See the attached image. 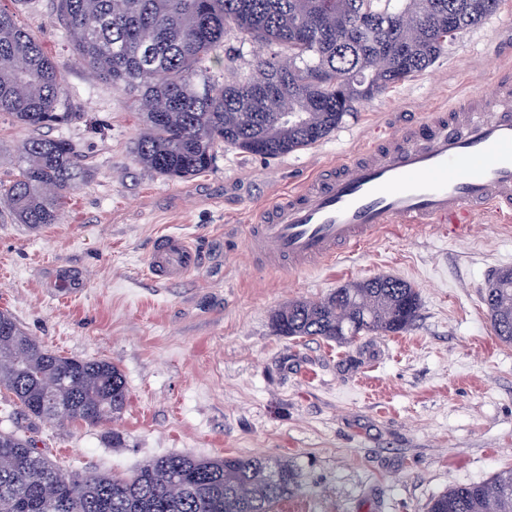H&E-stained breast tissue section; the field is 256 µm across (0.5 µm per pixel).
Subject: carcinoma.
Segmentation results:
<instances>
[{"mask_svg":"<svg viewBox=\"0 0 512 512\" xmlns=\"http://www.w3.org/2000/svg\"><path fill=\"white\" fill-rule=\"evenodd\" d=\"M501 0H55L76 62L130 94L143 129L134 154L143 167L187 179L209 170L222 146L268 158L329 136L356 104L431 66L459 32L494 14ZM237 32L281 50L258 57L240 79L216 81L210 63ZM65 80L41 44L0 9V115L39 131L60 124ZM87 176L61 138L32 136L19 150L0 201L21 224H55ZM483 301L497 338L512 343V268ZM419 294L397 277L348 283L315 302L296 300L272 316L292 338L349 343V335L413 327ZM0 388L23 418L97 425L120 416L125 377L106 359L55 354L0 312ZM56 486L52 499L43 496ZM243 485L252 494H233ZM296 486L286 459L163 455L129 475L70 474L34 451L24 426L0 430V512H275ZM429 512H512V469L454 485Z\"/></svg>","mask_w":512,"mask_h":512,"instance_id":"cac0c4a2","label":"carcinoma"}]
</instances>
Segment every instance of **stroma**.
Returning a JSON list of instances; mask_svg holds the SVG:
<instances>
[{"instance_id":"stroma-1","label":"stroma","mask_w":512,"mask_h":512,"mask_svg":"<svg viewBox=\"0 0 512 512\" xmlns=\"http://www.w3.org/2000/svg\"><path fill=\"white\" fill-rule=\"evenodd\" d=\"M0 7L62 71L58 109L70 118L47 134L71 141L88 170L58 223L33 229L0 206V311L57 354L111 361L128 388L117 420L29 422L39 452L74 474H122L167 454L285 457L297 490L279 512H428L451 486L512 468V344L495 336L481 300L512 268V220L485 214L459 237L394 229L326 267L290 273L251 265L246 242L256 212L366 149L376 130L397 132L512 64V0L316 145L276 159L226 147L182 180L136 162L131 96L75 65L53 0ZM259 50L228 36L212 77L247 75ZM31 135L0 116L1 182ZM163 233L205 255L174 284L147 274ZM376 275L418 291L408 332L347 345L273 334L282 305Z\"/></svg>"}]
</instances>
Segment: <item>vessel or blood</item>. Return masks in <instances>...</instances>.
<instances>
[{
  "instance_id": "b4317fda",
  "label": "vessel or blood",
  "mask_w": 512,
  "mask_h": 512,
  "mask_svg": "<svg viewBox=\"0 0 512 512\" xmlns=\"http://www.w3.org/2000/svg\"><path fill=\"white\" fill-rule=\"evenodd\" d=\"M512 214V72L495 88L375 140L363 155L312 178L262 208L249 227L261 264L321 268L395 224L414 229L471 228L479 211ZM179 234L159 237L151 278L172 284L201 267Z\"/></svg>"
}]
</instances>
